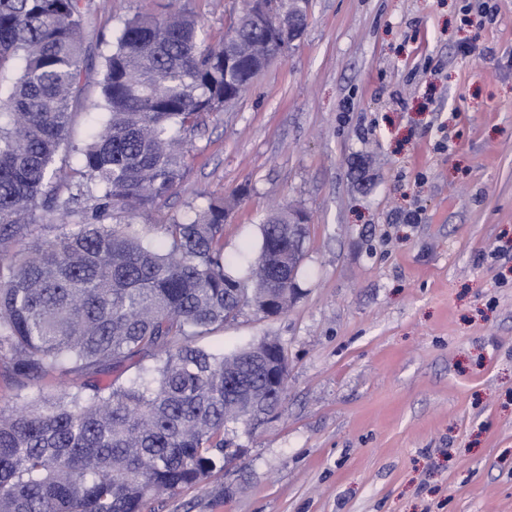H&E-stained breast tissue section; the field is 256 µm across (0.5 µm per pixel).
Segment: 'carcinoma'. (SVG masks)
Segmentation results:
<instances>
[{
    "label": "carcinoma",
    "mask_w": 512,
    "mask_h": 512,
    "mask_svg": "<svg viewBox=\"0 0 512 512\" xmlns=\"http://www.w3.org/2000/svg\"><path fill=\"white\" fill-rule=\"evenodd\" d=\"M95 0H0V361L18 393L0 409V512H145L239 458L279 411L275 337L229 352L203 341L248 306L283 313L307 225L267 215L244 272L224 254L239 197L183 221L138 222L182 181L192 135L269 59L274 32L244 0L208 39L171 0L122 17L100 48L101 126L74 144ZM151 365L129 382L126 364Z\"/></svg>",
    "instance_id": "cac0c4a2"
}]
</instances>
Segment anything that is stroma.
<instances>
[{
  "label": "stroma",
  "mask_w": 512,
  "mask_h": 512,
  "mask_svg": "<svg viewBox=\"0 0 512 512\" xmlns=\"http://www.w3.org/2000/svg\"><path fill=\"white\" fill-rule=\"evenodd\" d=\"M307 0L301 35L195 133L164 224L242 191L230 259L265 214L310 217L287 312L209 339L288 350L278 416L155 512H512V0ZM168 0L91 16L71 137L96 117L99 37ZM213 38L241 0H181ZM418 222H407L408 214Z\"/></svg>",
  "instance_id": "stroma-1"
}]
</instances>
